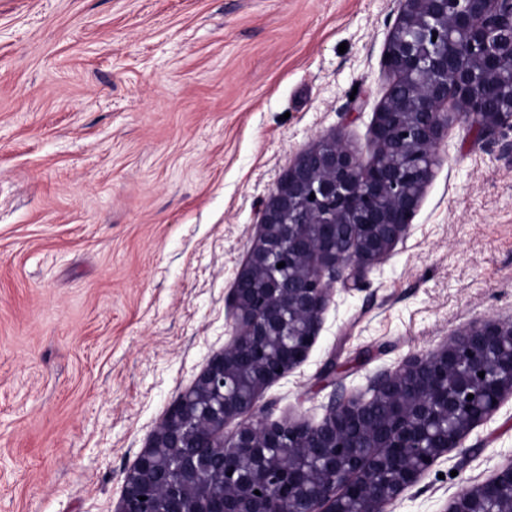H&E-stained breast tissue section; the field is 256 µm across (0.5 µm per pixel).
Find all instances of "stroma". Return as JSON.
I'll list each match as a JSON object with an SVG mask.
<instances>
[{
    "mask_svg": "<svg viewBox=\"0 0 512 512\" xmlns=\"http://www.w3.org/2000/svg\"><path fill=\"white\" fill-rule=\"evenodd\" d=\"M397 0H0V512H116L168 406L233 334L263 204L336 135L371 154ZM346 52H339V45ZM512 131L455 119L407 236L335 287L277 419L512 319ZM512 462V398L385 512Z\"/></svg>",
    "mask_w": 512,
    "mask_h": 512,
    "instance_id": "stroma-1",
    "label": "stroma"
}]
</instances>
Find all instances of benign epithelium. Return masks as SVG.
<instances>
[{"mask_svg":"<svg viewBox=\"0 0 512 512\" xmlns=\"http://www.w3.org/2000/svg\"><path fill=\"white\" fill-rule=\"evenodd\" d=\"M398 3L374 153L324 137L276 183L232 289L235 334L166 409L116 512H384L512 396V321L478 319L375 375L370 397H333L316 425L259 411L307 360L335 283L357 285L408 234L448 102L488 138L512 130V0ZM442 512H512V463Z\"/></svg>","mask_w":512,"mask_h":512,"instance_id":"benign-epithelium-1","label":"benign epithelium"}]
</instances>
